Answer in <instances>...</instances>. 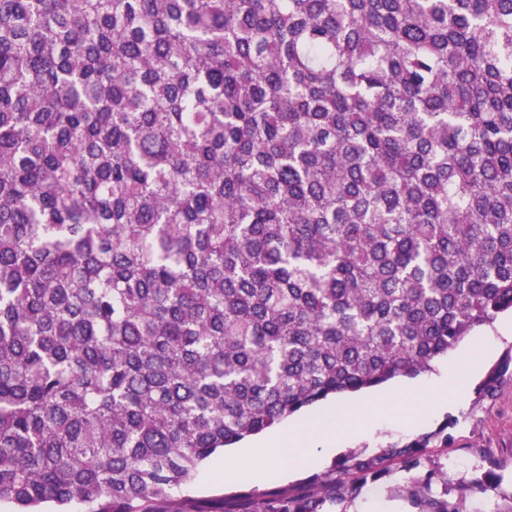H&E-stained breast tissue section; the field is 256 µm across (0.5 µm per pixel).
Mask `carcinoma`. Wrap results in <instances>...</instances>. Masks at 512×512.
Listing matches in <instances>:
<instances>
[{
	"mask_svg": "<svg viewBox=\"0 0 512 512\" xmlns=\"http://www.w3.org/2000/svg\"><path fill=\"white\" fill-rule=\"evenodd\" d=\"M512 311V0H0V502L204 462ZM427 439L179 512H347Z\"/></svg>",
	"mask_w": 512,
	"mask_h": 512,
	"instance_id": "carcinoma-1",
	"label": "carcinoma"
}]
</instances>
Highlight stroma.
Masks as SVG:
<instances>
[{"mask_svg": "<svg viewBox=\"0 0 512 512\" xmlns=\"http://www.w3.org/2000/svg\"><path fill=\"white\" fill-rule=\"evenodd\" d=\"M512 323V314L499 315L496 323L476 327L447 357L435 361L432 372L420 374L431 380L433 372L455 367L465 379L462 402H449L433 411L426 401L393 398L392 425L376 424L372 416L357 420L363 433L318 465H299L285 480H266V487H301L314 473L327 474L353 454H371L392 444L429 436L426 457L430 468L446 471L448 480L436 483L435 491L447 492L458 512H512V369L496 390L482 396L478 387L507 353L512 337H503L498 326ZM410 485L397 471L369 486L357 498L354 512H409Z\"/></svg>", "mask_w": 512, "mask_h": 512, "instance_id": "1", "label": "stroma"}]
</instances>
